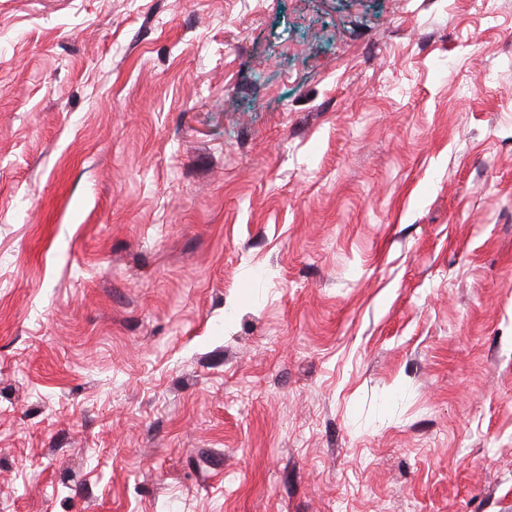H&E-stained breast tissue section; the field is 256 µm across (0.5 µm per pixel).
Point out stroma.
Segmentation results:
<instances>
[{"label": "stroma", "mask_w": 512, "mask_h": 512, "mask_svg": "<svg viewBox=\"0 0 512 512\" xmlns=\"http://www.w3.org/2000/svg\"><path fill=\"white\" fill-rule=\"evenodd\" d=\"M0 512H512V0H0Z\"/></svg>", "instance_id": "1"}]
</instances>
